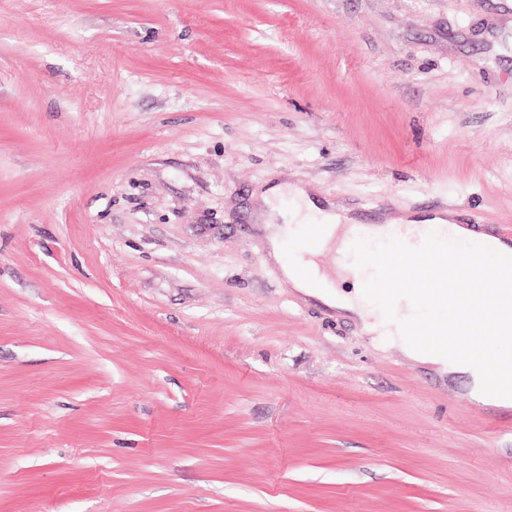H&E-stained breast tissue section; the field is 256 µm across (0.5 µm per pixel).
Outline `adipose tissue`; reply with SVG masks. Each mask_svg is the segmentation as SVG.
Wrapping results in <instances>:
<instances>
[{
    "mask_svg": "<svg viewBox=\"0 0 512 512\" xmlns=\"http://www.w3.org/2000/svg\"><path fill=\"white\" fill-rule=\"evenodd\" d=\"M287 197L292 200L288 207L282 204ZM261 198L266 207L269 247L274 257L282 260L283 275L293 288L353 314L360 320L367 334L399 346L410 359L437 365L442 372L448 374H469L472 393L479 401L489 400L493 405L504 407L512 405V391L506 389L497 397L487 398L484 373L475 356L454 351L444 340L431 345H419L411 339L408 334L410 326L425 317L413 299L403 298L400 314L393 316L368 301L364 289H356L350 295L339 293L311 257L300 256L284 261L288 240L302 234V225L310 217H317L321 226L320 247L334 244L342 251L352 245L353 219L345 217L335 208H323L303 189L295 186L278 185L269 188L262 192Z\"/></svg>",
    "mask_w": 512,
    "mask_h": 512,
    "instance_id": "obj_1",
    "label": "adipose tissue"
}]
</instances>
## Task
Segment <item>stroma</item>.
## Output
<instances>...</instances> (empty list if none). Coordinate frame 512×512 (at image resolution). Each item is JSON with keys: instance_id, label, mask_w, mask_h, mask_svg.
Returning a JSON list of instances; mask_svg holds the SVG:
<instances>
[{"instance_id": "1", "label": "stroma", "mask_w": 512, "mask_h": 512, "mask_svg": "<svg viewBox=\"0 0 512 512\" xmlns=\"http://www.w3.org/2000/svg\"><path fill=\"white\" fill-rule=\"evenodd\" d=\"M272 183L512 228V0H0V512H512V407L292 288Z\"/></svg>"}]
</instances>
